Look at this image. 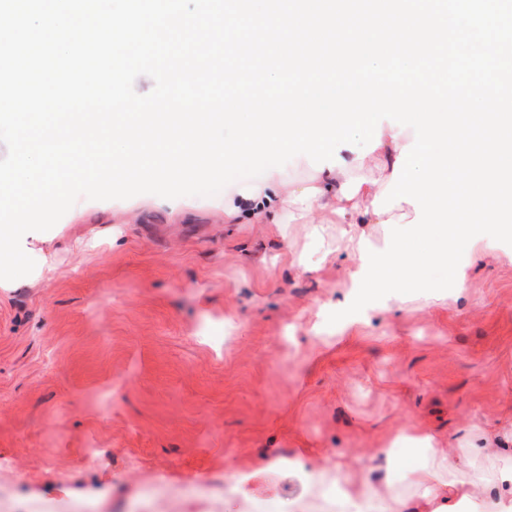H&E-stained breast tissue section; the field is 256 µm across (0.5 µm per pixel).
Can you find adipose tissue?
Masks as SVG:
<instances>
[{
    "label": "adipose tissue",
    "mask_w": 512,
    "mask_h": 512,
    "mask_svg": "<svg viewBox=\"0 0 512 512\" xmlns=\"http://www.w3.org/2000/svg\"><path fill=\"white\" fill-rule=\"evenodd\" d=\"M413 140L412 129L382 125L380 144L373 152L385 173L381 179L353 181L347 167L336 166L319 172L315 183L284 192L272 171L260 188L245 187L238 194L249 202L248 216L255 220L285 209L302 217L319 211L336 219L343 226L342 251L356 263L363 226L389 218L403 225L415 217L413 205L404 201L386 214L375 213L373 206L389 183L387 175L401 149ZM405 442L409 452L395 464L397 477L377 483L351 464L297 460L293 470L303 494L289 503H270L268 512H322L331 490L336 493V512H462L466 506L473 512H512V466L500 462L503 449L512 443V424L478 436L464 433L457 451L428 431L408 436ZM478 460L493 464L491 474L480 476L470 469V462Z\"/></svg>",
    "instance_id": "adipose-tissue-1"
}]
</instances>
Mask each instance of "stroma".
I'll use <instances>...</instances> for the list:
<instances>
[{
    "mask_svg": "<svg viewBox=\"0 0 512 512\" xmlns=\"http://www.w3.org/2000/svg\"><path fill=\"white\" fill-rule=\"evenodd\" d=\"M240 187L175 210L82 198L27 237L40 275L0 286V512H122L140 481L262 466L248 490L264 506L301 492L281 458L354 464L403 429L512 416V246L463 255L465 306L415 301L346 331L325 308L350 266L338 225L225 220Z\"/></svg>",
    "mask_w": 512,
    "mask_h": 512,
    "instance_id": "stroma-1",
    "label": "stroma"
}]
</instances>
